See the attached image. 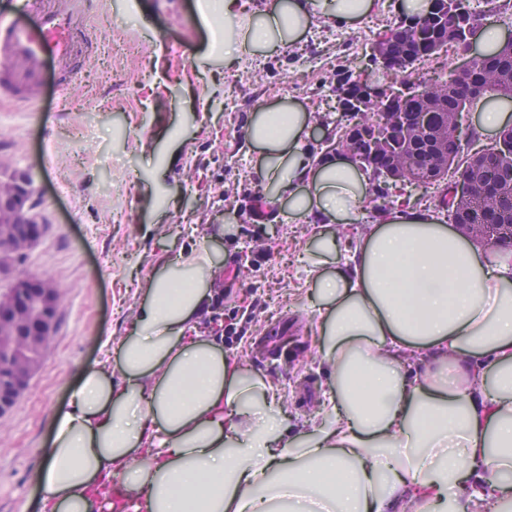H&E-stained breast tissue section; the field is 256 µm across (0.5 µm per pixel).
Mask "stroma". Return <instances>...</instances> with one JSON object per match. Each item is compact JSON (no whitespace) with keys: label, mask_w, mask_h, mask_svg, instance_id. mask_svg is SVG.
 Masks as SVG:
<instances>
[{"label":"stroma","mask_w":512,"mask_h":512,"mask_svg":"<svg viewBox=\"0 0 512 512\" xmlns=\"http://www.w3.org/2000/svg\"><path fill=\"white\" fill-rule=\"evenodd\" d=\"M396 2L377 0L357 28L323 21L294 46L231 66L199 20L206 0H104L73 89L91 109L69 111L51 67L38 100L0 101V181L29 173V203L48 226L23 266L61 294L52 347L0 418V512H39L35 476L80 368L101 358L106 337L126 336L165 263L202 243L223 301L200 327L219 328L225 354L273 381L292 428L330 412L309 308L317 219L265 201L245 133L258 106L293 102L311 114L314 154L332 153L336 73L362 61L373 84L393 78L369 54L378 29L398 21Z\"/></svg>","instance_id":"35a3bbf8"}]
</instances>
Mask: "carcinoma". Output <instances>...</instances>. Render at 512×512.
<instances>
[{"instance_id": "carcinoma-1", "label": "carcinoma", "mask_w": 512, "mask_h": 512, "mask_svg": "<svg viewBox=\"0 0 512 512\" xmlns=\"http://www.w3.org/2000/svg\"><path fill=\"white\" fill-rule=\"evenodd\" d=\"M489 15V10L478 11L471 7L470 0H432L431 9L424 18L408 23L389 24L379 30L375 35L372 61H379V47L383 42L403 43L402 51L388 65V69L400 74V79L388 85L389 93L385 94L384 99L373 102L361 99V87L359 81L354 79L353 70L342 69L337 73L336 91L340 92V103L344 110V118L337 121V126L347 128L350 141L334 143L336 149L342 152L352 150L364 157L378 147L382 113L411 111L413 99L402 90L407 84L431 95L445 93L451 81L459 85L458 97L448 104L425 106L422 127L427 130L444 124L450 107L463 113L471 111L478 101L485 98L512 100V87L499 81L496 75L483 72L482 61L477 58L472 59L463 70L449 74L439 71L427 81H413L416 62L440 54L450 44L466 46ZM394 141L400 150L399 161L404 165L416 166L424 162L430 153V144L425 139L410 143L397 135ZM473 157L480 160V166L459 169L453 177L441 179L443 188L440 201L445 205L452 223L474 225L473 238L480 241L484 238V229L478 226L483 202L472 199L464 208L455 207L454 183L461 177L478 178L484 170L499 173L498 192L501 204L494 223L502 225L503 232H509V227L512 226V126L503 128L494 142L473 153ZM390 165L392 162L381 158L377 165L371 167L375 193L370 203L377 212L386 209V200L395 187L386 173Z\"/></svg>"}]
</instances>
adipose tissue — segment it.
Listing matches in <instances>:
<instances>
[{
	"label": "adipose tissue",
	"instance_id": "adipose-tissue-1",
	"mask_svg": "<svg viewBox=\"0 0 512 512\" xmlns=\"http://www.w3.org/2000/svg\"><path fill=\"white\" fill-rule=\"evenodd\" d=\"M375 0H219L224 56L293 44L317 19L354 27ZM310 116L258 107L257 174L320 225L313 309L332 413L302 436L263 422L275 387L195 330L207 247L178 255L112 356L84 365L51 423L41 512H512V251L434 212L382 213L336 271L335 225L363 213L349 155L312 156Z\"/></svg>",
	"mask_w": 512,
	"mask_h": 512
}]
</instances>
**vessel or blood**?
<instances>
[{"instance_id":"1","label":"vessel or blood","mask_w":512,"mask_h":512,"mask_svg":"<svg viewBox=\"0 0 512 512\" xmlns=\"http://www.w3.org/2000/svg\"><path fill=\"white\" fill-rule=\"evenodd\" d=\"M101 0H0V97L28 102L38 95L46 56L59 69L67 96L89 56L86 22Z\"/></svg>"}]
</instances>
